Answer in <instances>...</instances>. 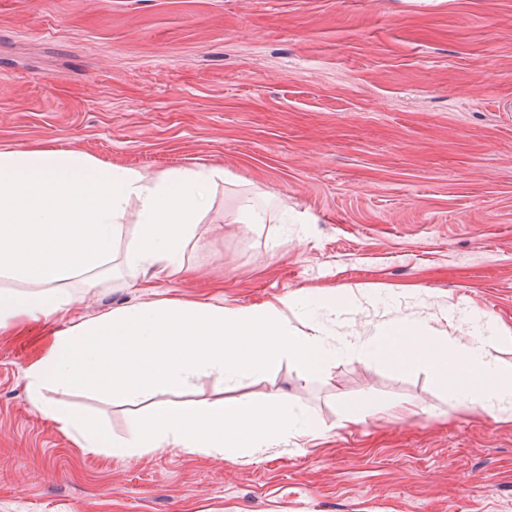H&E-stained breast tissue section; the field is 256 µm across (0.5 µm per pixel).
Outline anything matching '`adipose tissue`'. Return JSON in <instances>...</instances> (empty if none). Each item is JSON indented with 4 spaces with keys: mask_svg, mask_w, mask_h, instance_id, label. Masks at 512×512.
<instances>
[{
    "mask_svg": "<svg viewBox=\"0 0 512 512\" xmlns=\"http://www.w3.org/2000/svg\"><path fill=\"white\" fill-rule=\"evenodd\" d=\"M223 170L198 167L150 175L59 149L0 150V330L69 312L73 283L112 279L113 261L145 279L187 274L185 252L210 207ZM135 209L132 241L122 244V220ZM298 306L286 295L274 304L234 308L159 299L70 321L44 341L24 371L33 408L84 451L123 458L162 448L229 460L290 437L316 434L312 419L290 404L192 401L172 406L164 395L213 375L238 382L290 361L318 374L336 357L330 329H294ZM496 342L474 332L465 364L448 339L416 319L381 324L362 349L409 371L426 364L459 403L480 400L512 410V368L494 355ZM83 392L131 407L148 403L124 436L93 415L66 408L59 395Z\"/></svg>",
    "mask_w": 512,
    "mask_h": 512,
    "instance_id": "obj_1",
    "label": "adipose tissue"
}]
</instances>
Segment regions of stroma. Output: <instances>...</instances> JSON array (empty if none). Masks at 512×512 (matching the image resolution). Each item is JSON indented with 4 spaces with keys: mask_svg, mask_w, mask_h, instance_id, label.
Listing matches in <instances>:
<instances>
[{
    "mask_svg": "<svg viewBox=\"0 0 512 512\" xmlns=\"http://www.w3.org/2000/svg\"><path fill=\"white\" fill-rule=\"evenodd\" d=\"M8 148L225 172L190 276L119 268L71 318L360 288L373 303L321 312L334 334L409 317L455 350L512 337V0H0ZM252 202L269 223H225ZM63 325L0 333V512H512V420L356 348L309 380L285 362L189 395L288 398L321 425L310 442L234 465L84 453L24 388ZM360 402L370 416L346 424Z\"/></svg>",
    "mask_w": 512,
    "mask_h": 512,
    "instance_id": "35a3bbf8",
    "label": "stroma"
}]
</instances>
